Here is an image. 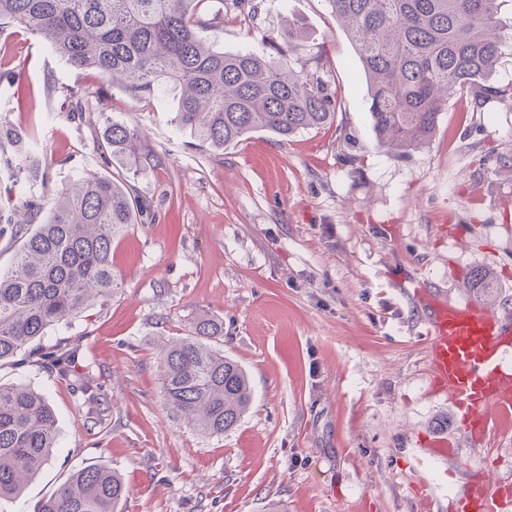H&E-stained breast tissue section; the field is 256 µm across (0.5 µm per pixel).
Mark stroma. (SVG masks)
Masks as SVG:
<instances>
[{
	"mask_svg": "<svg viewBox=\"0 0 512 512\" xmlns=\"http://www.w3.org/2000/svg\"><path fill=\"white\" fill-rule=\"evenodd\" d=\"M254 19L201 35L225 50L267 52L295 23L319 47L338 93L336 123L287 141L258 132L217 150L179 130L171 95L132 99L93 70H73L39 39L0 28V120L34 132L49 162L39 188L0 163V207L32 191L53 201L80 173L120 174L147 210L112 243L121 286L40 347L78 344L73 377L0 366V383L42 391L58 447L0 512H37L75 470L102 464L129 493L117 512H419L420 491L453 512L471 469L512 484V438L425 458L426 439L459 425L430 392L426 309L436 291L470 299L490 275L512 310V104L464 111L450 100L432 139L395 155L376 144L362 67L326 0H257ZM87 98L72 109L70 89ZM143 134L140 158L103 159L112 123ZM206 315L252 402L210 436L171 412L162 341ZM91 378L88 409L75 383Z\"/></svg>",
	"mask_w": 512,
	"mask_h": 512,
	"instance_id": "35a3bbf8",
	"label": "stroma"
}]
</instances>
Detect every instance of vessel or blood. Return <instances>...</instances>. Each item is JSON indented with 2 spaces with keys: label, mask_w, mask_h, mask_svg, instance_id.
<instances>
[{
  "label": "vessel or blood",
  "mask_w": 512,
  "mask_h": 512,
  "mask_svg": "<svg viewBox=\"0 0 512 512\" xmlns=\"http://www.w3.org/2000/svg\"><path fill=\"white\" fill-rule=\"evenodd\" d=\"M427 366L431 391L444 395L460 418L459 437L486 445L512 414V313L474 301L429 293ZM458 437V438H459ZM512 488L474 471L455 500L456 512H504Z\"/></svg>",
  "instance_id": "1"
}]
</instances>
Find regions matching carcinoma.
<instances>
[{
  "mask_svg": "<svg viewBox=\"0 0 512 512\" xmlns=\"http://www.w3.org/2000/svg\"><path fill=\"white\" fill-rule=\"evenodd\" d=\"M203 0H0V28L13 26L46 41L69 68L95 69L130 96L171 92L175 124L215 148L258 131L284 140L336 121L337 96L321 51L302 54L298 28L272 34L275 56L226 52L202 39ZM355 45L368 86L379 146L398 155L425 145L448 99L473 110L490 99L512 100V83L491 82L498 60L512 51L506 0H326ZM140 136L114 123L101 150L133 156ZM32 134L0 125V161L26 156ZM31 185L46 170L32 160ZM26 220L6 221L18 234L33 222L12 266L0 270V364L11 362L47 331L119 288L112 241L135 223L143 203L111 175L88 174L65 185L50 208L40 196L25 204ZM224 323L200 317L191 334L163 343L161 389L166 404L202 432L234 429L251 398L248 377L217 344ZM78 346L57 345L40 365L72 374ZM56 413L45 394L0 384V500L17 497L56 448ZM121 477L104 466L72 472L42 500L38 512H116L126 495Z\"/></svg>",
  "mask_w": 512,
  "mask_h": 512,
  "instance_id": "1",
  "label": "carcinoma"
}]
</instances>
